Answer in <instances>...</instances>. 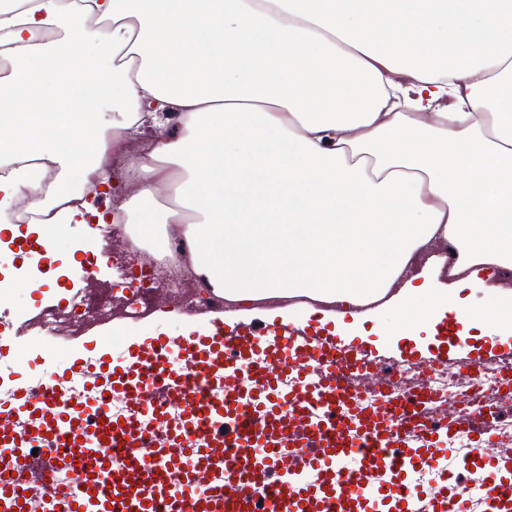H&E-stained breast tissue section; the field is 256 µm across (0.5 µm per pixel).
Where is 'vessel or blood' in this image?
Listing matches in <instances>:
<instances>
[{"label":"vessel or blood","instance_id":"b4317fda","mask_svg":"<svg viewBox=\"0 0 512 512\" xmlns=\"http://www.w3.org/2000/svg\"><path fill=\"white\" fill-rule=\"evenodd\" d=\"M213 307L188 316L170 297L139 314L116 307L86 317L67 339L95 343L129 331L122 357L99 348L15 386L0 404V512H470L469 462L481 466V512H512V448L492 442L485 413L460 410L438 424L433 401L411 397L408 412L386 416L360 404L398 363L421 372L443 365L512 378V336L464 357L438 342L404 348L399 359L338 321L368 315L386 297L330 304L308 295L240 304L209 289ZM177 319L170 334L163 323ZM180 361H170L171 352ZM95 387L74 399L71 375ZM121 398L119 414L103 412ZM180 411L153 437L143 419ZM468 438L454 470L441 466L448 443ZM421 468L438 471L427 487Z\"/></svg>","mask_w":512,"mask_h":512}]
</instances>
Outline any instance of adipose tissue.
<instances>
[{
  "mask_svg": "<svg viewBox=\"0 0 512 512\" xmlns=\"http://www.w3.org/2000/svg\"><path fill=\"white\" fill-rule=\"evenodd\" d=\"M37 30L57 37L33 43ZM3 40L22 51L0 76L1 196L28 190L56 224L107 223L67 189L108 182L109 127L148 126L124 221L156 246L187 216L195 273L228 297L354 303L393 287L395 338L435 334L450 311L512 329V293L460 296L512 267V0H29L0 9ZM435 240L459 252L445 290L411 267Z\"/></svg>",
  "mask_w": 512,
  "mask_h": 512,
  "instance_id": "adipose-tissue-1",
  "label": "adipose tissue"
}]
</instances>
